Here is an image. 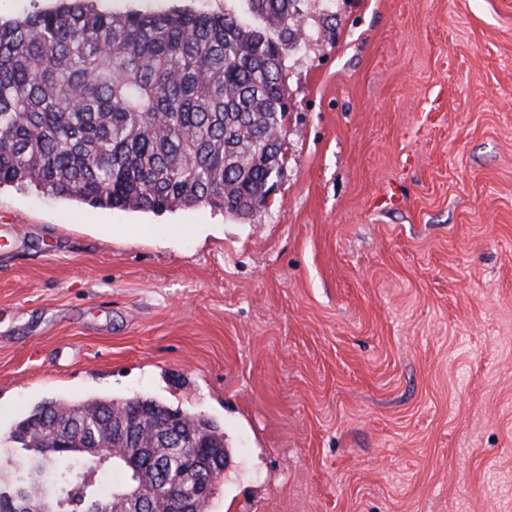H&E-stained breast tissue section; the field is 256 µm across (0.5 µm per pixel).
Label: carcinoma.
<instances>
[{"label":"carcinoma","mask_w":512,"mask_h":512,"mask_svg":"<svg viewBox=\"0 0 512 512\" xmlns=\"http://www.w3.org/2000/svg\"><path fill=\"white\" fill-rule=\"evenodd\" d=\"M91 0L0 21V186H33L59 197L120 210L160 213L209 205L240 217L284 164L288 106L286 56L319 34L304 0H245L255 25L226 12L116 14ZM140 409L146 421L178 414L152 397L51 399L12 433L20 451L0 474V512H18L12 495L66 491L63 512H95L112 498L113 465L85 482L83 464L49 463L34 452L74 426L112 442V410ZM185 437L140 462L148 493L163 503L169 475L189 460L218 461L207 497L230 456L223 429L186 415Z\"/></svg>","instance_id":"1"}]
</instances>
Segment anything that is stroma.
I'll return each instance as SVG.
<instances>
[{"label": "stroma", "instance_id": "obj_1", "mask_svg": "<svg viewBox=\"0 0 512 512\" xmlns=\"http://www.w3.org/2000/svg\"><path fill=\"white\" fill-rule=\"evenodd\" d=\"M323 9L252 216L0 187V470L42 401L144 395L223 428L206 512H512V0Z\"/></svg>", "mask_w": 512, "mask_h": 512}]
</instances>
